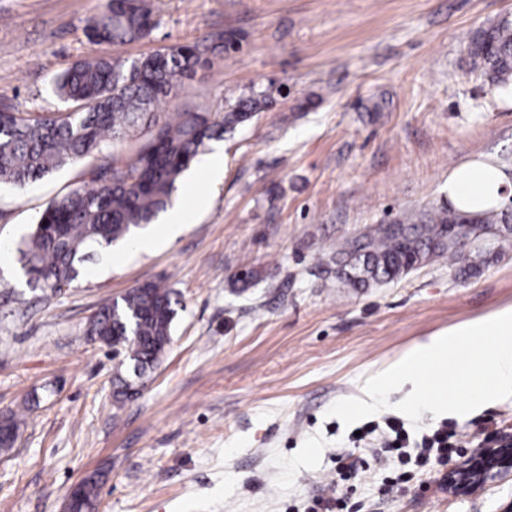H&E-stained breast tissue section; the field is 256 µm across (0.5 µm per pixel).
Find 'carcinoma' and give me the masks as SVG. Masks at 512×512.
<instances>
[{"label": "carcinoma", "mask_w": 512, "mask_h": 512, "mask_svg": "<svg viewBox=\"0 0 512 512\" xmlns=\"http://www.w3.org/2000/svg\"><path fill=\"white\" fill-rule=\"evenodd\" d=\"M154 26L150 0H101L84 35L93 45L121 46L147 38ZM240 48L234 34L221 33L204 44L167 47L129 64L91 54L52 78L54 95L70 104L66 111L0 108V186L21 190L68 165L84 162L88 167L84 184L51 199L17 246L29 284L43 296L62 295L97 249L143 230L171 203L176 183L198 162L207 143L267 106V95L258 92L222 113L161 111L179 86L212 65L209 55ZM468 52L491 85H507L512 81V20L503 17L476 30ZM139 134L147 140L135 155L114 151L116 144ZM461 218L440 210L380 224L336 252L337 276L354 288H370L439 258L467 273L477 266L472 253L446 234L447 226ZM499 219L506 220L501 211L472 216L468 233L478 239L487 234L486 225ZM176 306L173 291L151 281L103 304L89 319L85 335L112 337L117 369L130 367L142 380L171 343ZM99 483L96 473L83 479L80 512L93 508Z\"/></svg>", "instance_id": "1"}]
</instances>
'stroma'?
Instances as JSON below:
<instances>
[{
  "instance_id": "35a3bbf8",
  "label": "stroma",
  "mask_w": 512,
  "mask_h": 512,
  "mask_svg": "<svg viewBox=\"0 0 512 512\" xmlns=\"http://www.w3.org/2000/svg\"><path fill=\"white\" fill-rule=\"evenodd\" d=\"M97 5L0 0V104L55 112L51 77L90 53L131 62L221 31L241 50L179 87L168 111L219 112L259 91L272 104L177 183L187 225L172 244L96 257L51 300L28 285L16 248L84 167L0 191V418L20 426L0 449V512H62L93 472L96 512H308L336 498L351 512H507L508 477L454 492L431 473L384 492L401 464L383 432L355 440L327 411L431 336L512 307V237L464 277L438 259L371 288L336 281L346 240L447 206L457 164L512 166V84L493 87L467 53L512 0H153L148 38L96 47L83 27ZM215 151L224 172L211 180ZM243 269L259 273L244 291ZM145 281L177 292L178 316L140 395L118 403L116 362L84 330ZM445 423L468 444L512 439V398L424 412L409 434ZM340 453L358 467L345 480Z\"/></svg>"
}]
</instances>
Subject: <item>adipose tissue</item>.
I'll list each match as a JSON object with an SVG mask.
<instances>
[{
  "label": "adipose tissue",
  "mask_w": 512,
  "mask_h": 512,
  "mask_svg": "<svg viewBox=\"0 0 512 512\" xmlns=\"http://www.w3.org/2000/svg\"><path fill=\"white\" fill-rule=\"evenodd\" d=\"M512 187V171L492 159L465 161L448 174V205L459 213L484 215L500 211Z\"/></svg>",
  "instance_id": "obj_1"
}]
</instances>
